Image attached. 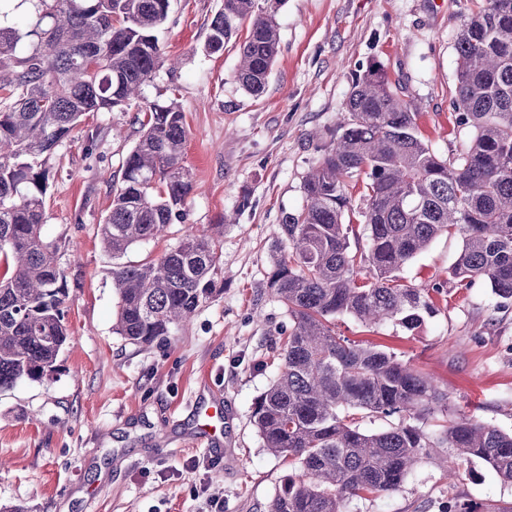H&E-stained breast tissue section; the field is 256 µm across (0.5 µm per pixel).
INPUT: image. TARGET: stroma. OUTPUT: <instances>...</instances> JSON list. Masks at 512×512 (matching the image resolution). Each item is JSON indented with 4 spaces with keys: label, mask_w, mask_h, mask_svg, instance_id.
Returning <instances> with one entry per match:
<instances>
[{
    "label": "stroma",
    "mask_w": 512,
    "mask_h": 512,
    "mask_svg": "<svg viewBox=\"0 0 512 512\" xmlns=\"http://www.w3.org/2000/svg\"><path fill=\"white\" fill-rule=\"evenodd\" d=\"M223 6L171 0L158 38L176 69H161L129 106L90 113L49 161L44 230L61 245L70 338L50 379L0 390V512H266L288 462L264 448L251 415L280 370L289 323L267 272L273 249L288 247L282 218L303 208L305 176L335 140L353 81L380 63L441 157L470 136L452 106L469 0H282L279 51L258 98L236 81L238 44L204 50ZM168 101L186 117V218L123 260H157L187 232L218 224L222 289L143 348L114 330V260L100 226L141 135L136 115ZM461 246L460 236L441 235L404 266V283L444 290L418 329L368 330L344 315L336 331L395 352L429 373L449 405L511 432L512 300L481 281L457 284L450 271ZM489 500L512 502V484L479 461L448 480L434 457L396 490L347 510L447 512Z\"/></svg>",
    "instance_id": "stroma-1"
}]
</instances>
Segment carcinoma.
Returning <instances> with one entry per match:
<instances>
[{"label": "carcinoma", "mask_w": 512, "mask_h": 512, "mask_svg": "<svg viewBox=\"0 0 512 512\" xmlns=\"http://www.w3.org/2000/svg\"><path fill=\"white\" fill-rule=\"evenodd\" d=\"M35 2L29 30L0 24V71L10 72L0 75V389L49 377L69 340L59 243L44 232L50 158L85 114L124 107L167 62L157 32L170 0ZM246 19L236 80L257 97L278 53L272 12L258 0H224L205 50L224 51ZM456 51L452 104L471 132L459 153L442 158L421 140L417 113L372 67L353 83L336 141L309 169L304 209L283 219L288 252L271 256L267 285L291 326L252 420L292 472L267 512H346L354 498L397 489L433 448L456 450L443 461L450 479L477 459L512 483V432L451 410L428 374L335 331L343 314L411 332L436 313L442 288L403 284L399 273L443 233L462 238L455 279L512 299V0H482ZM141 127L100 226L114 256L182 222L193 188L178 105H149ZM356 187L361 234L344 223ZM220 264L212 237L189 232L155 262L113 267L118 334L140 346L170 335L217 292ZM361 411L408 422L370 431ZM437 414L431 434L422 424ZM448 512H512V503L455 502Z\"/></svg>", "instance_id": "cac0c4a2"}]
</instances>
